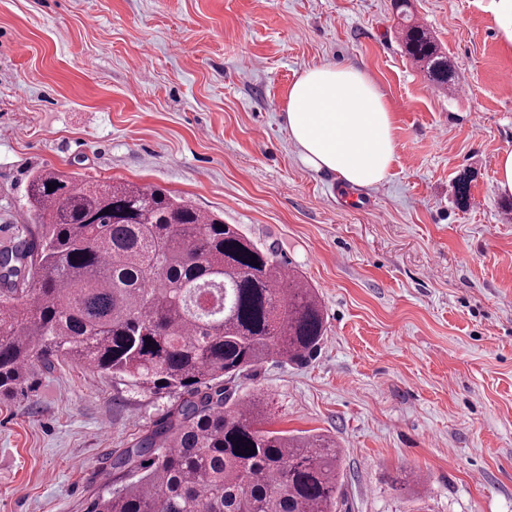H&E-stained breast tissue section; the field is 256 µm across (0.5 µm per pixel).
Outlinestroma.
<instances>
[{"label": "stroma", "instance_id": "35a3bbf8", "mask_svg": "<svg viewBox=\"0 0 512 512\" xmlns=\"http://www.w3.org/2000/svg\"><path fill=\"white\" fill-rule=\"evenodd\" d=\"M486 5L412 0L448 93L406 55L392 0H0V247L31 227L42 168L223 215L318 291L317 354L235 389L273 398L269 429L340 443L338 512H415L411 472L429 512H512V49ZM323 63L365 70L393 115L396 160L363 208L288 137V89ZM174 401L35 371L0 396V512H86Z\"/></svg>", "mask_w": 512, "mask_h": 512}]
</instances>
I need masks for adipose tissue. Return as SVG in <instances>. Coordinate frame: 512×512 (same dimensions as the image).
Listing matches in <instances>:
<instances>
[{
  "label": "adipose tissue",
  "instance_id": "1",
  "mask_svg": "<svg viewBox=\"0 0 512 512\" xmlns=\"http://www.w3.org/2000/svg\"><path fill=\"white\" fill-rule=\"evenodd\" d=\"M288 136L310 169L355 187L387 177L395 161L393 117L375 83L359 68L305 69L288 90Z\"/></svg>",
  "mask_w": 512,
  "mask_h": 512
}]
</instances>
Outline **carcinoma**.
I'll use <instances>...</instances> for the list:
<instances>
[{"instance_id": "carcinoma-1", "label": "carcinoma", "mask_w": 512, "mask_h": 512, "mask_svg": "<svg viewBox=\"0 0 512 512\" xmlns=\"http://www.w3.org/2000/svg\"><path fill=\"white\" fill-rule=\"evenodd\" d=\"M394 7L406 54L454 90L448 54L410 0ZM26 196L36 231L0 251V394L69 361L178 395L148 435L112 453V484L88 512H337L336 439L267 430V397L229 387L320 348L316 289L273 248L152 187L48 168Z\"/></svg>"}]
</instances>
